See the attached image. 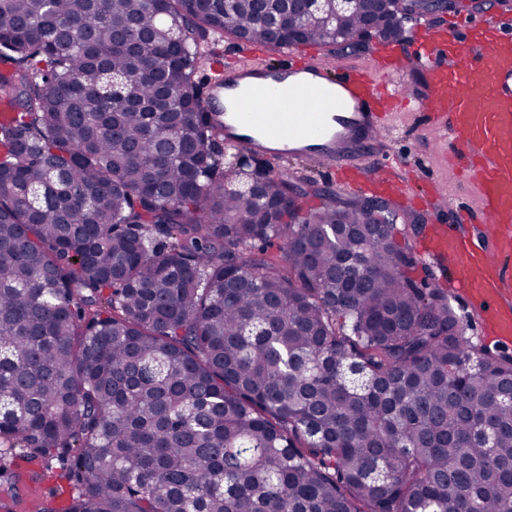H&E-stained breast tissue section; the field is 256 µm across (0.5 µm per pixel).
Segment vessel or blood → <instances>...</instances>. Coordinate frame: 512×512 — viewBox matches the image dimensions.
Masks as SVG:
<instances>
[{
  "mask_svg": "<svg viewBox=\"0 0 512 512\" xmlns=\"http://www.w3.org/2000/svg\"><path fill=\"white\" fill-rule=\"evenodd\" d=\"M430 60L426 100L396 82ZM421 111L444 132L458 176L476 180L478 209L462 207L457 226L433 225L421 243L429 258L450 259L453 283L494 313L512 336V34L488 16L465 37L426 25L399 46L378 44L367 66H333L312 55L278 66L248 59L209 98L224 140L274 159L319 163L354 189L400 190V161L379 138L397 108Z\"/></svg>",
  "mask_w": 512,
  "mask_h": 512,
  "instance_id": "1",
  "label": "vessel or blood"
}]
</instances>
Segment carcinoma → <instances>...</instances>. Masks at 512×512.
<instances>
[{"instance_id": "carcinoma-1", "label": "carcinoma", "mask_w": 512, "mask_h": 512, "mask_svg": "<svg viewBox=\"0 0 512 512\" xmlns=\"http://www.w3.org/2000/svg\"><path fill=\"white\" fill-rule=\"evenodd\" d=\"M263 5L336 45L282 0H0V455L73 454L41 512H512V355L411 226L224 157L194 77L290 46Z\"/></svg>"}]
</instances>
